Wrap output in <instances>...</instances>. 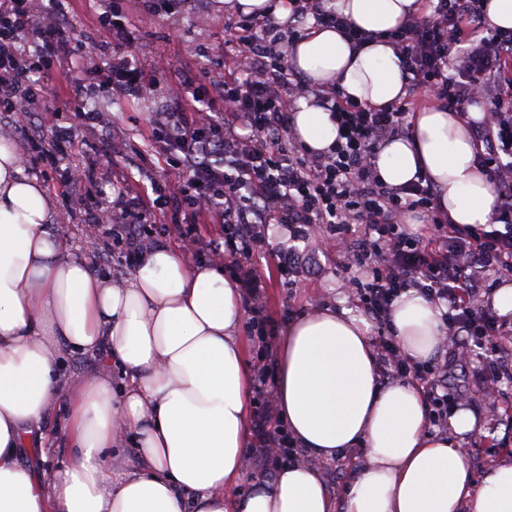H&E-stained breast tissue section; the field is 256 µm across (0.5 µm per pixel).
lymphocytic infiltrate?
Here are the masks:
<instances>
[{
    "mask_svg": "<svg viewBox=\"0 0 512 512\" xmlns=\"http://www.w3.org/2000/svg\"><path fill=\"white\" fill-rule=\"evenodd\" d=\"M289 42L303 39L310 25L336 29L352 47L369 37L329 0H290ZM427 18L412 17L385 32L398 55L407 86L396 104L374 108L351 101L338 83L318 89L304 84L282 55L274 16L260 23L243 16L225 33L238 46L220 79L192 94L175 97L170 111L156 113L152 139L171 175L168 188L134 190L128 175L110 173V223L98 212L85 221L97 225L100 237L119 229L136 242L156 214L170 213L175 224L199 220L219 225L210 237L187 234L195 249L234 259L244 288L254 301L250 324L263 335L260 280L250 265L257 249H268L260 228L288 227V245L274 249L281 275L297 284L301 269L299 243L318 227L339 259L336 271L351 289L358 308L382 334L378 358L396 380L416 384L437 423H445L463 396L451 381L447 362L419 364L401 351L385 329L395 300L416 291L444 306L442 332L463 358L473 361L471 377L482 385L512 382V322L480 304L490 282L512 277V31H500L487 16V0H428ZM125 0L99 23L112 37L106 66L93 60L87 46L72 42L59 17L37 22L34 0H0V112L39 113L44 136L33 140L34 159L63 167L59 187L64 197L86 194L90 177L70 167L78 144L70 127L59 126L57 110L46 101L50 81L78 72L71 88L82 100L103 80L120 94L138 96L158 81V71L135 64L123 47L131 41ZM314 95L337 128L335 142L315 152L291 133L292 107ZM467 118L475 104L484 118L472 122L477 161L492 185V227L450 224L438 206L437 193L425 174L402 187L378 177L374 158L392 137L409 134V116L420 95ZM224 104L223 116L208 111L209 102ZM419 214L426 233L408 232L406 214ZM367 267L365 278H351L353 266Z\"/></svg>",
    "mask_w": 512,
    "mask_h": 512,
    "instance_id": "1",
    "label": "lymphocytic infiltrate"
}]
</instances>
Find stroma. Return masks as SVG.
<instances>
[{"label":"stroma","mask_w":512,"mask_h":512,"mask_svg":"<svg viewBox=\"0 0 512 512\" xmlns=\"http://www.w3.org/2000/svg\"><path fill=\"white\" fill-rule=\"evenodd\" d=\"M107 5L108 0H36L35 9L41 13L56 8L67 21L71 37L89 45L95 62L103 67L112 56L113 42L100 29L97 16ZM126 16L135 30V39L128 47L131 59L163 72L151 97H123L113 92L111 84L102 85L94 96L100 104L102 120L88 129L81 126L75 112L69 81L51 84L54 101L61 108L60 125L75 127L83 143L72 161L89 167L96 177L86 199L71 201L56 196V222L69 251L85 258L94 269L109 272L116 282L132 271L131 266L114 257L115 252L123 250V243L110 242L105 251L92 248L93 229L82 221L85 211L99 208L103 197L112 193L111 186L101 180V173L109 169L131 173L140 187L163 183L167 167L149 131L154 113L164 109L178 92L182 63L196 58L197 79L203 83L209 72L223 70L225 61L238 52L235 45L226 42L224 33L225 25L234 16L225 11L219 0H189L186 7L154 16L148 13L144 0H128ZM315 261L317 274L303 275L302 287L294 288L280 275L274 255L262 253L252 260L253 268L261 276L263 313L270 321V331L260 337L247 330L242 333L251 374L250 421L266 415L275 404L277 343L288 323L301 313L328 306L349 310L354 307L336 279L335 253L320 247L315 252ZM463 391L467 408L477 416V428L465 435L463 446L472 472L478 477L485 467L512 453V425L492 420L473 380H465Z\"/></svg>","instance_id":"35a3bbf8"}]
</instances>
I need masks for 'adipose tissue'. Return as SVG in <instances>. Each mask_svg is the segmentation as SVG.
Instances as JSON below:
<instances>
[{"label":"adipose tissue","instance_id":"1","mask_svg":"<svg viewBox=\"0 0 512 512\" xmlns=\"http://www.w3.org/2000/svg\"><path fill=\"white\" fill-rule=\"evenodd\" d=\"M373 41L355 50L314 27L287 58L311 86L330 82L373 107L406 94L393 48L378 42L426 0H336ZM293 130L311 150L337 129L314 97L295 105ZM375 166L399 187L423 172L450 223H490L492 187L471 130L435 104L415 112L412 132L389 139ZM53 201L0 137V512H512V458L475 479L463 453L471 411L429 432L422 393L380 384L366 317L351 310L301 314L278 341L275 404L305 461L257 477L228 499L245 464L251 376L240 337L237 288L221 268L148 248L121 282L68 253ZM441 308L415 291L395 302L390 325L402 352L435 354ZM109 351L129 383L114 393L108 373L73 382L63 349ZM67 434L64 468L37 477L23 461L48 421ZM133 447H126V437ZM359 448L364 461L341 502L319 465Z\"/></svg>","mask_w":512,"mask_h":512}]
</instances>
